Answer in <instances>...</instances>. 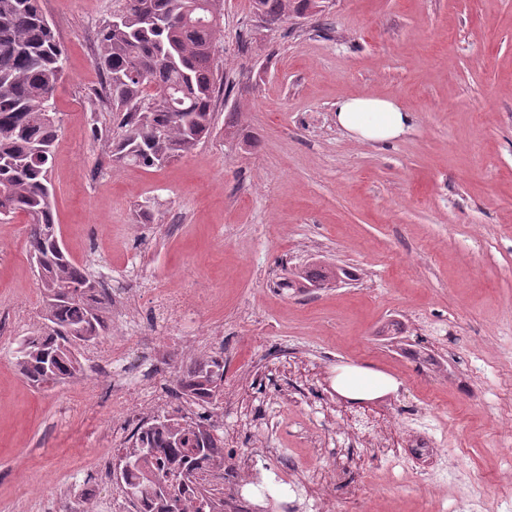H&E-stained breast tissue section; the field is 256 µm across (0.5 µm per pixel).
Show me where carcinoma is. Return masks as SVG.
<instances>
[{"mask_svg":"<svg viewBox=\"0 0 512 512\" xmlns=\"http://www.w3.org/2000/svg\"><path fill=\"white\" fill-rule=\"evenodd\" d=\"M312 0H252L271 21L300 16ZM224 0H122L99 32L96 67L105 85L99 98L113 126L93 128L114 160L161 166L191 153L215 128L224 84L219 45ZM65 49L40 0H0V216L23 214L29 252L42 296L44 327L24 338L18 367L36 387L79 378L83 345L109 334L105 309L111 295L101 281L74 264L61 246L48 172L58 138L54 96L63 78ZM330 266L305 267L284 288L324 284ZM178 391L214 399L224 389V361L203 358L176 380ZM119 468L132 504L151 512H187L179 473L224 464V437L185 416H157L142 423Z\"/></svg>","mask_w":512,"mask_h":512,"instance_id":"obj_1","label":"carcinoma"}]
</instances>
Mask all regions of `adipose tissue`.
Wrapping results in <instances>:
<instances>
[{"mask_svg":"<svg viewBox=\"0 0 512 512\" xmlns=\"http://www.w3.org/2000/svg\"><path fill=\"white\" fill-rule=\"evenodd\" d=\"M339 126L359 141L386 143L398 139L414 122L411 112L395 101L372 95L344 98L336 103ZM336 391L352 401H368L395 390L397 382L381 372L357 366L339 368Z\"/></svg>","mask_w":512,"mask_h":512,"instance_id":"ef3b65f1","label":"adipose tissue"}]
</instances>
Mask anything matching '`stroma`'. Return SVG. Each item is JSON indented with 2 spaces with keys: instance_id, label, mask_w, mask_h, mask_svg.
Wrapping results in <instances>:
<instances>
[{
  "instance_id": "stroma-1",
  "label": "stroma",
  "mask_w": 512,
  "mask_h": 512,
  "mask_svg": "<svg viewBox=\"0 0 512 512\" xmlns=\"http://www.w3.org/2000/svg\"><path fill=\"white\" fill-rule=\"evenodd\" d=\"M65 52L60 131L49 172L72 260L115 288L190 289L184 335L224 357L239 393L224 406V454L277 449L268 468L336 478L353 512H470L471 472L487 512H512V428L498 416L512 383V0H320L267 24L251 0H224L220 56L235 88L215 133L161 167L114 162L92 126L98 33L116 0H40ZM373 94L414 112L387 144L337 126V100ZM238 134H224L230 109ZM24 215L0 222V512H37L55 485L71 501L112 464V411L96 375L36 388L17 342L42 323ZM318 264L344 280L288 290ZM223 335H215V327ZM335 378L355 365L394 377L385 395L406 442L432 437L427 462L350 447L321 393L288 358Z\"/></svg>"
}]
</instances>
